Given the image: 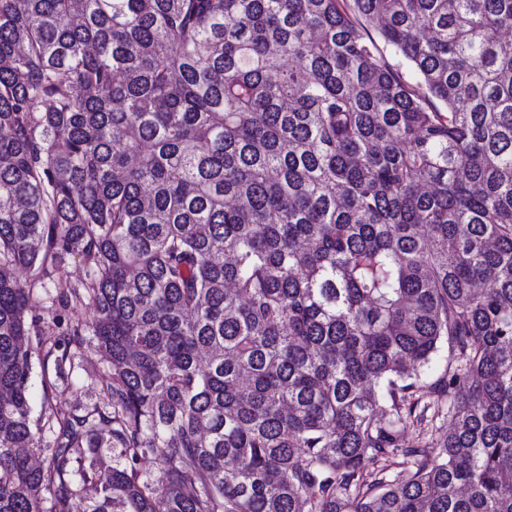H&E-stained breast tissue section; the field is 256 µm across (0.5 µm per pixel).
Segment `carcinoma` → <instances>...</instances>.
<instances>
[{
  "instance_id": "1",
  "label": "carcinoma",
  "mask_w": 512,
  "mask_h": 512,
  "mask_svg": "<svg viewBox=\"0 0 512 512\" xmlns=\"http://www.w3.org/2000/svg\"><path fill=\"white\" fill-rule=\"evenodd\" d=\"M511 30L512 0H0V512H512ZM71 254L51 303L94 317L47 353L109 367L49 444L14 270Z\"/></svg>"
}]
</instances>
